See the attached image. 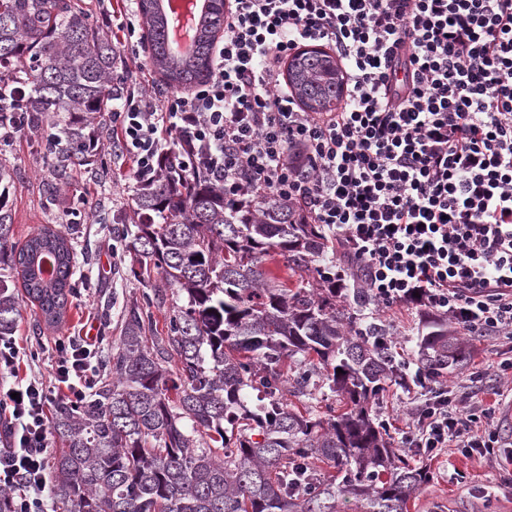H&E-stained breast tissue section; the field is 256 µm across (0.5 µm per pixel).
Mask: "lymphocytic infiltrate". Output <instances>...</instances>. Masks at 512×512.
<instances>
[{
  "label": "lymphocytic infiltrate",
  "mask_w": 512,
  "mask_h": 512,
  "mask_svg": "<svg viewBox=\"0 0 512 512\" xmlns=\"http://www.w3.org/2000/svg\"><path fill=\"white\" fill-rule=\"evenodd\" d=\"M212 74L187 94L134 88L112 113L130 176L153 178L176 151L227 198L288 199L335 242L337 281L362 270L380 307L448 313L463 335L512 341V0H228ZM331 47L347 75L334 112L305 111L280 65L305 44ZM95 338L56 341L52 388L0 394L10 446L0 489L11 512H45L51 396L85 400ZM512 371L430 386L407 447L505 458L477 395Z\"/></svg>",
  "instance_id": "f902f5d3"
}]
</instances>
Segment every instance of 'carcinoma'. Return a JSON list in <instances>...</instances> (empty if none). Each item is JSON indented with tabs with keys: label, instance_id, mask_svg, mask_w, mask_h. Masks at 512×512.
Listing matches in <instances>:
<instances>
[{
	"label": "carcinoma",
	"instance_id": "1",
	"mask_svg": "<svg viewBox=\"0 0 512 512\" xmlns=\"http://www.w3.org/2000/svg\"><path fill=\"white\" fill-rule=\"evenodd\" d=\"M150 61L163 85L190 91L209 79L224 0H207L189 56L172 54L160 0H138ZM0 125L13 124L10 92L25 91L23 126L46 123L50 195L100 153V117L124 96L127 66L93 17L71 0H0ZM288 82L306 110L339 96L336 63L318 51L297 54ZM99 129L89 137L83 130ZM0 191V267L21 276L47 326L63 322L72 293L71 232L42 227L17 246ZM134 229L122 238L139 274L155 270L184 296L164 336L151 315L124 309L123 334L79 405L57 400L52 430L62 448L51 458L54 495L63 512H406L428 482L370 415L387 382L402 380L388 345L391 331L374 316L362 288L336 284L319 224L281 198L237 203L202 172L189 175L175 153L139 182ZM277 257L301 278L292 288L265 266ZM20 317L0 277V337ZM471 347L426 313L417 337V371L440 379L467 364ZM177 360V371L167 364ZM342 372H336V369ZM322 384L345 411L320 415L288 408L286 395ZM264 394L250 408L247 393ZM318 461L336 468L322 480Z\"/></svg>",
	"mask_w": 512,
	"mask_h": 512
}]
</instances>
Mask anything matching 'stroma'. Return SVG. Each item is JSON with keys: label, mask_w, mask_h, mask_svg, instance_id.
I'll return each mask as SVG.
<instances>
[{"label": "stroma", "mask_w": 512, "mask_h": 512, "mask_svg": "<svg viewBox=\"0 0 512 512\" xmlns=\"http://www.w3.org/2000/svg\"><path fill=\"white\" fill-rule=\"evenodd\" d=\"M88 9L108 36H115L121 24L133 23L131 41L117 49L128 61L132 82L146 87L159 85L160 76L153 68L142 41L145 27L140 15L122 13V0H78ZM56 130L44 125L25 129L15 136L0 137V161L13 168L16 177L9 186V207L13 218V239L24 244L41 226L75 232L73 292L68 298L64 321L59 328L46 326L39 308L26 294H19L20 318L13 337L18 347L35 348L36 359L21 361L19 374L43 382L51 380L54 342L66 336L85 334L98 337L99 355H106L118 343L122 331L121 307L125 304L148 306L158 325H166L173 313L171 304H148L154 288L161 283L160 274L135 276L125 243L109 233L100 216L117 223H130L133 182L128 177V158L112 151L99 154L98 175L74 172L55 199L43 194L50 178V161L44 147ZM382 318L390 324L395 340L406 354H413L421 327V311L407 306L382 309ZM471 360L467 366L445 374L448 384H460L475 367H484L512 357V346L492 343L481 338L471 340ZM421 389L414 384L401 387L387 385L378 396L373 410L387 427L393 447L401 446L407 431L411 402L419 401ZM410 465L427 467L430 479L407 504L408 512H512V489L506 488V469L495 463L462 455L454 448L443 449L428 457L402 448Z\"/></svg>", "instance_id": "1"}]
</instances>
